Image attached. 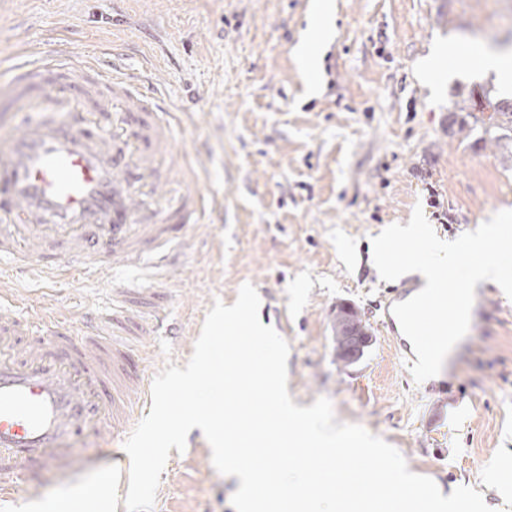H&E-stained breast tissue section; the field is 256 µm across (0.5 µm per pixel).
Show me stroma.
<instances>
[{"instance_id":"stroma-1","label":"stroma","mask_w":512,"mask_h":512,"mask_svg":"<svg viewBox=\"0 0 512 512\" xmlns=\"http://www.w3.org/2000/svg\"><path fill=\"white\" fill-rule=\"evenodd\" d=\"M333 35L320 59L319 91L307 95L296 48L319 41L312 0H0V82L19 49L67 28L76 49L163 33L171 53L153 72L180 120L176 147L220 213L175 224L165 273L117 267L48 278L0 261V287L20 312L81 323L112 311L129 281L165 288L167 323L132 341L148 375L185 367L198 325L215 302L233 304L243 284L259 315L288 343V392L301 407L328 398L337 422L381 437L408 469L443 491L471 487L492 512H512V299L494 285L475 304L485 317L457 344L440 379L415 382L380 326L398 281L382 280L372 239L408 224L421 207L451 241L512 210V138L484 132V102L512 101L475 62L478 32L512 34V0H331ZM470 130L451 132L453 113ZM348 303L372 342L347 365L336 357L334 318ZM111 459L85 440L68 473L40 494L1 501L30 512L92 491L94 512H126L125 491L101 476ZM233 479L213 466L192 429L171 451L152 512H235Z\"/></svg>"}]
</instances>
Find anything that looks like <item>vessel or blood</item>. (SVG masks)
Masks as SVG:
<instances>
[{
    "label": "vessel or blood",
    "mask_w": 512,
    "mask_h": 512,
    "mask_svg": "<svg viewBox=\"0 0 512 512\" xmlns=\"http://www.w3.org/2000/svg\"><path fill=\"white\" fill-rule=\"evenodd\" d=\"M141 52L135 39L113 45L107 64L51 34L23 49L0 100L34 112L50 98L59 111L0 141L1 260L50 275L167 263L171 225L204 222L208 202L173 145L177 118L127 64ZM176 168L177 205L154 209ZM115 296L111 315L77 327L19 313L0 292V500L39 494L79 438L123 439L150 401L126 337L135 306L128 289Z\"/></svg>",
    "instance_id": "obj_1"
}]
</instances>
